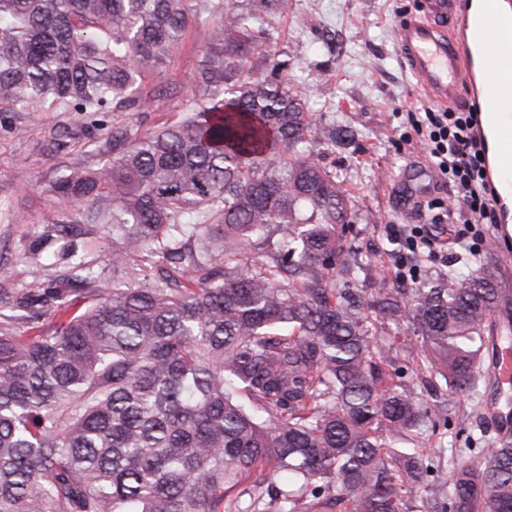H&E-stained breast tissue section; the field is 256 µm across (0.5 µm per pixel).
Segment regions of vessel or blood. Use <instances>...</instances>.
<instances>
[{"instance_id":"b4317fda","label":"vessel or blood","mask_w":512,"mask_h":512,"mask_svg":"<svg viewBox=\"0 0 512 512\" xmlns=\"http://www.w3.org/2000/svg\"><path fill=\"white\" fill-rule=\"evenodd\" d=\"M397 52L419 86L439 102L470 100L485 109L481 131L486 170L499 214L493 244L502 259L512 258V11L503 0H425V16L398 28ZM433 172L415 168L406 182L420 197L431 190ZM490 371L498 389L512 385V349L497 347Z\"/></svg>"}]
</instances>
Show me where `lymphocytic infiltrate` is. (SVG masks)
<instances>
[{
	"label": "lymphocytic infiltrate",
	"mask_w": 512,
	"mask_h": 512,
	"mask_svg": "<svg viewBox=\"0 0 512 512\" xmlns=\"http://www.w3.org/2000/svg\"><path fill=\"white\" fill-rule=\"evenodd\" d=\"M407 122L434 167L440 188L450 189L448 197L418 202V211L428 225L411 224L402 234L411 255L426 251L438 258L437 237L429 224H451L452 240L467 253L475 248L468 237L477 224H492L496 214L485 184L484 160L474 130V112L469 108L419 105L406 112Z\"/></svg>",
	"instance_id": "1"
}]
</instances>
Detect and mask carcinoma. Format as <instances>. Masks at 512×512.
Returning <instances> with one entry per match:
<instances>
[{
  "mask_svg": "<svg viewBox=\"0 0 512 512\" xmlns=\"http://www.w3.org/2000/svg\"><path fill=\"white\" fill-rule=\"evenodd\" d=\"M210 24L204 104L112 132V158L54 183L74 223L112 231V283L18 293L0 316V512H221L263 492L288 512L334 491L345 512H512V439L466 449L453 482L423 454L436 426L399 375L476 393L500 306L494 264L427 288L357 287L336 129L265 50L239 0H0V112L149 109L194 24ZM268 74L238 79L250 55ZM266 487L245 485L253 474Z\"/></svg>",
  "mask_w": 512,
  "mask_h": 512,
  "instance_id": "cac0c4a2",
  "label": "carcinoma"
}]
</instances>
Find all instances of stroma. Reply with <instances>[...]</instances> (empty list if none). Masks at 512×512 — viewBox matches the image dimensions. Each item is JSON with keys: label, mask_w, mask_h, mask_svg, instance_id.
I'll return each mask as SVG.
<instances>
[{"label": "stroma", "mask_w": 512, "mask_h": 512, "mask_svg": "<svg viewBox=\"0 0 512 512\" xmlns=\"http://www.w3.org/2000/svg\"><path fill=\"white\" fill-rule=\"evenodd\" d=\"M253 6L269 23L267 50L287 61L285 74L306 93L310 112L319 121H335L337 128L354 130L352 140L336 151V164L348 171L346 187L353 197L350 222L357 230V245L374 260L365 287H397L396 266L405 248L399 232L405 222V171L428 159L402 143L397 132L401 117L395 109L416 102L431 103L417 86L396 50V30L404 16H419L416 0H291L287 15H280L278 0H254ZM209 29L193 26L167 63L164 77L143 87L158 92L155 111L115 110L98 115V147H112V132H136L181 118L193 95ZM87 115L45 109L38 117L22 112H0V267L9 292L34 291L67 274L68 260L54 240L48 216L69 221L51 191L53 182L75 164L89 163L81 147H49L47 136L55 127L77 133ZM84 258L112 279V234L97 225L77 238ZM54 263L42 264L44 254ZM436 402L448 409V422L438 425L427 441L431 448L489 447L494 433L480 418L482 395L467 399L436 383Z\"/></svg>", "instance_id": "35a3bbf8"}]
</instances>
